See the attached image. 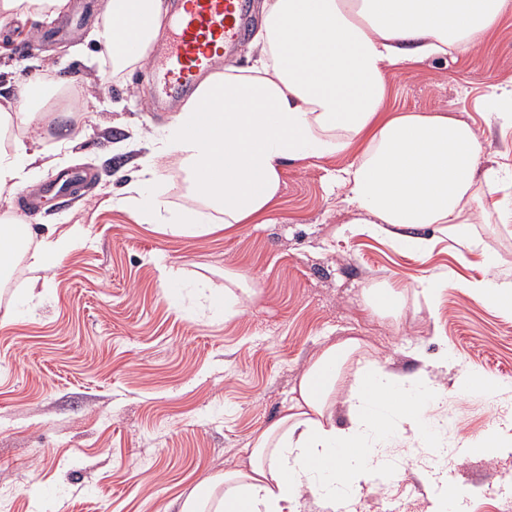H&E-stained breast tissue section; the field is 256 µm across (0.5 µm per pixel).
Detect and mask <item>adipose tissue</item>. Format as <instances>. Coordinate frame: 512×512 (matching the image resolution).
Masks as SVG:
<instances>
[{
	"mask_svg": "<svg viewBox=\"0 0 512 512\" xmlns=\"http://www.w3.org/2000/svg\"><path fill=\"white\" fill-rule=\"evenodd\" d=\"M71 0H0V20H53ZM262 26L250 44L251 65L225 66L197 88L184 108L147 136L136 200L114 197V208L135 203L144 223L166 234L199 238L235 234L268 213L290 163L355 153L338 170L342 203L355 223L400 248L426 253L436 224L459 257L482 254L498 267L473 226L486 220L476 172L482 136L470 123L437 112L386 110L390 68L469 53L504 19L512 0H263ZM167 14L164 0H107L106 21L95 32L98 57L122 70L142 64ZM134 51L121 49L124 40ZM17 107L0 106V200L30 187L45 153L42 128L57 120L41 75L15 81ZM29 135L11 136L12 123ZM174 161L187 183L183 206L156 190L160 162ZM82 225L35 239L32 225L0 215V278L24 256L30 273L27 302L41 300L47 274L78 248ZM223 291L205 296L225 318L238 315L255 294L240 274L224 277ZM475 293L512 315V276L466 281L439 271L414 289L385 284L370 289L374 313L400 318L407 293L434 305L442 288ZM365 342L348 336L309 360L280 417L258 431L232 467L202 482L206 495L178 498V512H297L303 493L332 500L354 497L391 471L380 443L412 433L432 443L427 418L443 387L427 368L397 373L366 357ZM353 372L348 397L341 380ZM345 407L347 424L336 421Z\"/></svg>",
	"mask_w": 512,
	"mask_h": 512,
	"instance_id": "adipose-tissue-1",
	"label": "adipose tissue"
}]
</instances>
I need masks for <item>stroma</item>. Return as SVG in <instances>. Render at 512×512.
<instances>
[{
    "instance_id": "stroma-1",
    "label": "stroma",
    "mask_w": 512,
    "mask_h": 512,
    "mask_svg": "<svg viewBox=\"0 0 512 512\" xmlns=\"http://www.w3.org/2000/svg\"><path fill=\"white\" fill-rule=\"evenodd\" d=\"M105 0L86 21L56 39L55 23L0 24V98L22 77L46 68L74 81L81 107L44 129L41 147L62 172L85 168L93 181L69 198L48 196L29 221L84 225L86 239L50 273L37 305L23 303L25 260L0 284V512H173L178 496L245 455L252 437L287 405L310 357L346 336L365 340L382 365L411 373L434 360L448 392L429 417L440 445L405 435L387 438L393 479L364 487L353 512H423L424 476L446 473L461 512H502L512 486L499 466L512 464V315L485 298L442 289L433 307L409 298L400 320L366 309L367 288L393 280L414 286L428 271L481 279L480 255L460 259L446 243L410 254L367 231L346 230L339 203L341 155L288 165L279 202L263 223L231 236L177 238L139 223L135 209H115L139 170L134 131L150 132L160 86L151 66L113 76L96 63L92 32ZM391 112H443L473 123L485 141L482 168L500 171L487 196L495 207L475 230L502 266L512 268V128L489 120L488 104L512 82V18L489 33L478 54H449L392 71ZM188 282L224 288V273L245 275L260 301L231 320L213 316L195 292L172 308L158 266ZM418 348L412 358L410 348ZM488 375L503 392L453 390L460 370ZM496 429V455H467L462 444Z\"/></svg>"
}]
</instances>
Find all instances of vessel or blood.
<instances>
[{
    "label": "vessel or blood",
    "instance_id": "1",
    "mask_svg": "<svg viewBox=\"0 0 512 512\" xmlns=\"http://www.w3.org/2000/svg\"><path fill=\"white\" fill-rule=\"evenodd\" d=\"M249 18L250 0H176L171 36L150 57L164 93L179 100L189 96L203 76L238 49Z\"/></svg>",
    "mask_w": 512,
    "mask_h": 512
}]
</instances>
